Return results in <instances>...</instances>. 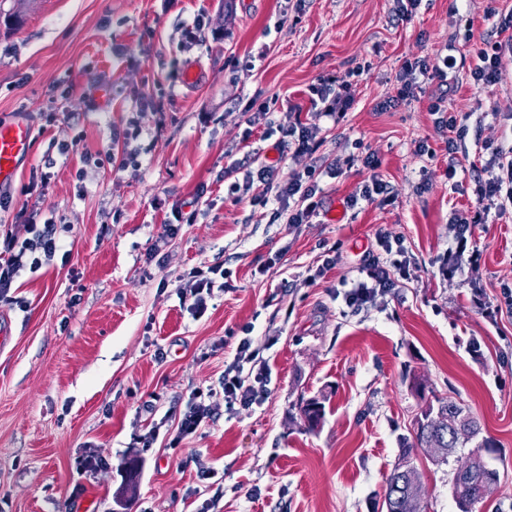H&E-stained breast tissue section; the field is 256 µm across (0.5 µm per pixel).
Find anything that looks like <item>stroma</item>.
<instances>
[{
  "label": "stroma",
  "mask_w": 512,
  "mask_h": 512,
  "mask_svg": "<svg viewBox=\"0 0 512 512\" xmlns=\"http://www.w3.org/2000/svg\"><path fill=\"white\" fill-rule=\"evenodd\" d=\"M494 6L512 0H419L406 22L394 0H31L20 24L0 25V121L33 126L0 225L23 209L39 223L54 218L71 252L22 273L15 303L0 301L10 322L0 512H116L124 492L128 512H198L218 489L216 512H371L415 418L440 399L462 404L496 444L485 459L500 482L481 512H512V316L489 320L468 281L438 272L451 213L476 205L471 161L449 176L426 103L375 109L396 95L403 60L433 63L453 44L462 83L449 106L469 116L462 147L512 134V57L501 81L478 92L464 82L471 60L458 44L463 16L475 37L496 38ZM200 15L214 39L181 48ZM190 64L198 78L187 85ZM353 72L354 107L321 124L319 154L342 173L321 181L318 217L291 226L230 192L224 168L234 161L246 172L278 162L283 179L302 170L304 160L281 158L275 131L310 121L319 77ZM159 95L156 112L147 102ZM259 104L267 122L249 127ZM135 127L145 151L120 166ZM70 141L74 152L60 155ZM422 141L432 156L417 153ZM369 153L397 198L347 209L371 173L358 162ZM176 205L186 221L155 252ZM380 227L404 237L416 267L383 303L356 310L342 294ZM474 238L477 281L499 301L512 288V213L477 225ZM214 262L228 289L193 318L174 284ZM245 335L271 372L265 400L230 415L214 395L215 421L177 438L191 392L217 386ZM313 396L325 397L326 413L310 431L298 402ZM155 425L156 442L142 447L138 436ZM89 448L102 460L92 473L78 465ZM133 455L141 465L129 493L123 464ZM415 463L426 512H457L455 462L420 450ZM204 465L214 478L201 477Z\"/></svg>",
  "instance_id": "stroma-1"
}]
</instances>
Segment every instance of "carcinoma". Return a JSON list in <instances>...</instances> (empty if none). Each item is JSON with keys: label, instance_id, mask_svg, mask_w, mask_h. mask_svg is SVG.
Instances as JSON below:
<instances>
[{"label": "carcinoma", "instance_id": "cac0c4a2", "mask_svg": "<svg viewBox=\"0 0 512 512\" xmlns=\"http://www.w3.org/2000/svg\"><path fill=\"white\" fill-rule=\"evenodd\" d=\"M325 398L301 399L300 413L308 428L318 427L325 415ZM481 434L478 421L459 404L440 402L428 407L415 419L412 439H404L402 453L386 480L382 501L374 502L372 512H425L422 474L414 463L413 451L425 442H436L440 451L433 461L446 463L458 448H465ZM457 465L452 496L459 512H478L499 483V472L482 457V445Z\"/></svg>", "mask_w": 512, "mask_h": 512}]
</instances>
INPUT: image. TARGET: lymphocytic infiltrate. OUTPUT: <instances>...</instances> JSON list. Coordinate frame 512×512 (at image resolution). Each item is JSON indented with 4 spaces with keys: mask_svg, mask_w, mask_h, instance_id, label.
<instances>
[{
    "mask_svg": "<svg viewBox=\"0 0 512 512\" xmlns=\"http://www.w3.org/2000/svg\"><path fill=\"white\" fill-rule=\"evenodd\" d=\"M497 29L498 36L493 41L474 38L469 31L464 34V42L473 60L468 79L475 89H485L501 80V58L512 54V10L501 15ZM455 67L456 58L451 54L444 55L436 66L424 58L404 61L397 74L400 84L398 100L411 99L418 91L426 92L428 85L435 81L448 90H455V83L448 79L449 72ZM310 92L319 102L314 123L298 122L281 132L282 145L292 147L297 157H310L319 151L322 145L317 136L319 120L339 119L355 102L352 84L342 76L320 78L311 86ZM480 151L486 159L475 169L478 207L472 214L456 220V235L439 266V273L446 280L466 271L477 274L479 255L472 250L475 226L487 223L490 216L500 217L512 211V145L486 140ZM362 164L370 169L371 174L358 192L348 197V207L354 208L363 202L382 206L391 204L396 197L395 189L377 174L375 157L366 155ZM341 173V168L334 163L310 165L277 184L269 172H261L259 179L265 193L259 196L258 201L262 204L276 202L277 215L284 217L289 224L309 223L319 213L315 195L320 180L325 177L334 179ZM374 238V247L363 255L360 280L354 282L345 294L348 306L359 308L376 303L395 287L398 279L409 274L412 256L404 238L383 228L376 230ZM62 247L58 226L51 218L41 224H25L20 232L11 229L0 232V301H10L11 290L21 272L37 273L50 265ZM465 255L470 258V265L466 268L460 263ZM224 276V266L220 263L194 267L182 275L175 294L192 316H202L214 292L223 290ZM269 378V369L260 361L250 338H242L219 381L225 408H249L260 403Z\"/></svg>",
    "mask_w": 512,
    "mask_h": 512,
    "instance_id": "lymphocytic-infiltrate-1",
    "label": "lymphocytic infiltrate"
}]
</instances>
